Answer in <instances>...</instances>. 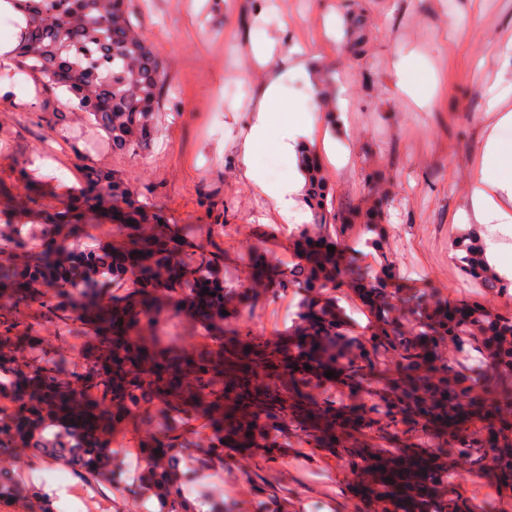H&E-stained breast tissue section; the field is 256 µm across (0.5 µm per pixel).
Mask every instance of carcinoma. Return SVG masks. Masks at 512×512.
<instances>
[{"instance_id": "carcinoma-1", "label": "carcinoma", "mask_w": 512, "mask_h": 512, "mask_svg": "<svg viewBox=\"0 0 512 512\" xmlns=\"http://www.w3.org/2000/svg\"><path fill=\"white\" fill-rule=\"evenodd\" d=\"M18 1L25 26L14 49L17 66L40 75L45 95L89 116L112 151L137 154L154 136L167 70L140 35L125 0ZM303 201L312 222L288 237L298 262L283 267L256 251L251 280L226 285L224 253L201 243L191 228L168 223L118 178L89 170L62 207L42 216L44 238L28 253L22 225L0 231V296L14 310L0 316V454L29 442L34 457L51 458L94 479L107 477L112 434L143 431L147 467L142 484L160 512H193L182 493L178 449L189 448L199 424L210 431L209 457L240 448L264 463L278 461L277 437L292 428L311 448H333L352 464L348 481L378 512H495L463 487L489 474L486 484L512 492V312L481 303L459 304L433 288L407 293L395 275L372 277L337 248L322 226L360 221L380 247L384 200L340 214L314 151L301 154ZM110 206L122 241L73 249L83 225L79 210ZM463 271L489 291L504 290L473 241L463 246ZM130 281L126 293L115 286ZM293 289L302 296L287 337L270 341L249 329L230 331L227 316ZM347 288L368 306V333L353 331L329 290ZM198 322L210 342L187 346L163 332L169 318ZM63 322L72 342L45 345L44 325ZM94 331L87 338L84 331ZM476 351L484 361L472 375L442 357L444 344ZM40 357L22 363L20 347ZM311 369H305V366ZM334 372L328 378L325 373ZM384 380L362 397L371 374ZM352 395L339 402L332 386ZM167 405L162 423L151 412ZM49 421L63 424L51 442L32 435ZM395 448L370 452L374 436ZM21 500L37 512H57L53 500L26 487L0 483V502Z\"/></svg>"}]
</instances>
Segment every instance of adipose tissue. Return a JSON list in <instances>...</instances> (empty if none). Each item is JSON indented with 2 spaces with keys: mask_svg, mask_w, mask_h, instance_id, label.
Segmentation results:
<instances>
[{
  "mask_svg": "<svg viewBox=\"0 0 512 512\" xmlns=\"http://www.w3.org/2000/svg\"><path fill=\"white\" fill-rule=\"evenodd\" d=\"M280 94L279 79L270 76L256 108L254 122L242 143L241 154L247 165L244 175L260 193L271 199L282 222L293 215L295 199L304 189L301 172H294L287 183L273 185L250 165L249 159L257 143L264 140L276 115ZM512 128V111L501 112L488 133L482 150L481 167L471 194L473 216L477 223L494 225L501 232H512V140L501 137V130Z\"/></svg>",
  "mask_w": 512,
  "mask_h": 512,
  "instance_id": "ef3b65f1",
  "label": "adipose tissue"
}]
</instances>
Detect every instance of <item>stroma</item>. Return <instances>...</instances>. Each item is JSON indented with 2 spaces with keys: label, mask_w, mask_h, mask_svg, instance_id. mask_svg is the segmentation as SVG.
<instances>
[{
  "label": "stroma",
  "mask_w": 512,
  "mask_h": 512,
  "mask_svg": "<svg viewBox=\"0 0 512 512\" xmlns=\"http://www.w3.org/2000/svg\"><path fill=\"white\" fill-rule=\"evenodd\" d=\"M127 7L168 74L150 147L119 154L81 113L57 121L39 76L27 74L0 100L1 226L23 224L38 240L40 215L59 208L93 168L130 183L199 240L218 237L229 284H248L256 250L291 266L289 232L244 177L239 152L267 74L253 48L273 39L279 114L253 164L270 181L286 180L292 168L277 144L289 121L304 125L335 210L368 206L377 191L385 197L381 248L370 246L365 225L336 232L364 270L375 276L388 262L406 287L512 308V286L489 294L459 263L461 244L489 234L471 218L470 186L493 124L491 97L512 107V0H127ZM406 83L419 96L405 93ZM210 198L226 207L217 232L206 216ZM21 200L28 210H18ZM298 304L282 292L227 324L278 338ZM139 442L133 431H116L111 480L74 473L70 488L95 487L106 512H130L138 501L159 512L140 480ZM283 442L275 463L235 449L210 460L188 495L195 512H208L219 487L224 512H364L348 486L347 460L312 451L293 433Z\"/></svg>",
  "instance_id": "35a3bbf8"
}]
</instances>
